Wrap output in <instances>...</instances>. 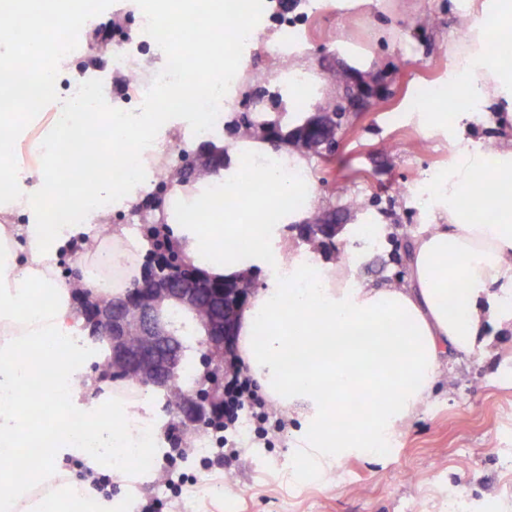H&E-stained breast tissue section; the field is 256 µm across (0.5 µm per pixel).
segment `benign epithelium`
Instances as JSON below:
<instances>
[{"instance_id": "obj_1", "label": "benign epithelium", "mask_w": 512, "mask_h": 512, "mask_svg": "<svg viewBox=\"0 0 512 512\" xmlns=\"http://www.w3.org/2000/svg\"><path fill=\"white\" fill-rule=\"evenodd\" d=\"M338 117L318 112L306 122V131L323 141L331 139ZM240 306L246 300L241 288L230 280L219 284L190 276L183 266L168 267L162 275L149 271L130 297L100 308L89 320L92 333H102L112 343V376L133 380L155 391L176 389L181 365L178 339L166 326L165 308L194 310L204 299L216 307L212 320L203 325L207 345L200 354L203 376L209 387L183 398L174 408V417L186 430H199L222 411L224 368L213 364L214 355L228 350L235 323L224 317V298Z\"/></svg>"}]
</instances>
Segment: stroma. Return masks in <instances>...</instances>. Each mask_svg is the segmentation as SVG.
<instances>
[{
  "instance_id": "35a3bbf8",
  "label": "stroma",
  "mask_w": 512,
  "mask_h": 512,
  "mask_svg": "<svg viewBox=\"0 0 512 512\" xmlns=\"http://www.w3.org/2000/svg\"><path fill=\"white\" fill-rule=\"evenodd\" d=\"M493 0H365L351 8L336 0H258L246 18L255 36L243 48L246 65L236 83L224 86V122L259 110L266 119L282 111L309 116L321 103L358 93L366 107L347 113L336 131V148L310 157L306 169L318 205L334 212L343 231L334 250L314 253L316 265L346 255L355 280L381 284L405 278L411 242L429 215L413 186L447 175L458 163L448 135L464 126L474 144L512 139V102L499 99L475 110L447 109L421 90L455 75V31L463 17L478 18ZM155 0H79L83 25L73 50L51 59L54 95L27 120L15 151L16 164L33 166L32 148L53 114L82 92L98 73L107 81L109 111L138 112L145 102L137 86L174 81L169 51L152 29L164 23ZM295 37L283 55L266 52L284 31ZM378 74L365 85L361 69ZM348 71L347 84L325 82L329 70ZM447 112V132L424 125L430 112ZM356 197L361 208H348ZM372 224L379 248L356 233ZM441 382L425 404L391 437L389 449L344 458L334 477L310 471L293 459L304 426L287 415L272 445L255 439L252 422L232 433L239 446L231 461L218 459L214 430H203L205 450L187 449L178 471L185 483L156 485L152 471L129 479L111 473L103 495L117 512H132L138 500L156 495L163 512H512V331L489 330L483 352L444 361Z\"/></svg>"
}]
</instances>
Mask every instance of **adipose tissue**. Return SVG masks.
Instances as JSON below:
<instances>
[{
  "label": "adipose tissue",
  "mask_w": 512,
  "mask_h": 512,
  "mask_svg": "<svg viewBox=\"0 0 512 512\" xmlns=\"http://www.w3.org/2000/svg\"><path fill=\"white\" fill-rule=\"evenodd\" d=\"M0 13L10 20L0 27V45L11 41L15 28L29 33L16 51L0 52V103L38 109L54 91L53 75L40 63L46 40L41 11L35 0L21 9L0 0ZM476 29V41L457 56L471 91L482 100L511 95L512 48L490 57L483 46L512 29V0H494ZM204 59L196 53L178 83L157 85L142 112H97L84 100L72 101L44 131L33 169L14 162L17 113H0V214L26 218L0 224V512H112L111 501L66 468V459H80L95 473L132 477L139 458L156 450L145 431L161 423L143 388L130 380L116 386L91 381L74 363V356L87 355L89 342L73 333L71 287L58 278V260L105 211L137 199L151 161L167 152L173 123H205L193 103L217 82ZM69 141H106L112 149L89 177L82 169L60 167ZM453 148L462 162L433 187L439 219L412 243L407 284L357 285L344 264L328 265L320 276L292 257L275 267L240 313L234 349L264 395L299 412L306 438L298 455L314 469L352 452L375 453L438 384L442 362L482 350L488 327L507 321L504 312L484 310L479 301L512 289V143L477 153L458 141ZM128 158L133 167L114 185L113 162ZM283 167L300 170L304 162L293 152L276 154L261 192H244L252 173L239 162L193 189L171 187L165 220L202 273L231 278L286 250L288 227L297 217L285 200L316 190L304 177L282 182ZM64 181L75 184L78 194L61 195ZM219 194L236 197L235 209H214ZM67 206L81 211L82 223L45 233L48 212ZM481 207L494 213L493 222L479 218ZM271 210L277 220L263 222ZM20 235L29 253L22 265L14 255ZM240 240L248 243L243 265L224 257L225 245ZM142 255L141 243L120 228L80 256L77 266L97 270L93 292L105 287L119 296L140 277ZM452 299L458 304L453 315ZM38 385L41 407L33 411L22 392ZM356 394L363 406L354 413L349 402ZM73 410L87 417L83 434L68 421Z\"/></svg>",
  "instance_id": "adipose-tissue-1"
}]
</instances>
